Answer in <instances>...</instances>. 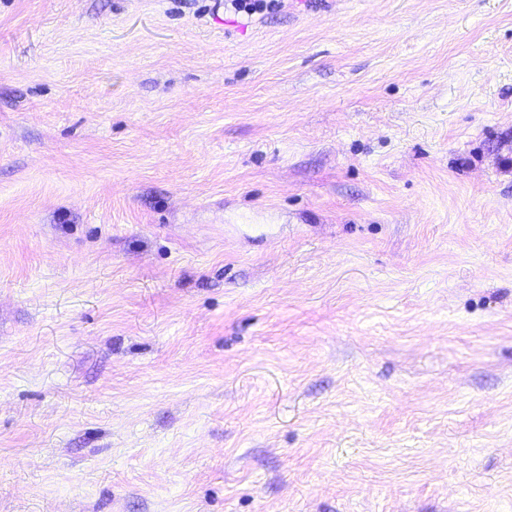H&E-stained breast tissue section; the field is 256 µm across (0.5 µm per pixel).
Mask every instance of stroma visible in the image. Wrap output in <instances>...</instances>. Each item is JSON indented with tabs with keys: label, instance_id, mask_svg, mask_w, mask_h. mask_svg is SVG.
<instances>
[{
	"label": "stroma",
	"instance_id": "obj_1",
	"mask_svg": "<svg viewBox=\"0 0 512 512\" xmlns=\"http://www.w3.org/2000/svg\"><path fill=\"white\" fill-rule=\"evenodd\" d=\"M0 512H512V0H0Z\"/></svg>",
	"mask_w": 512,
	"mask_h": 512
}]
</instances>
